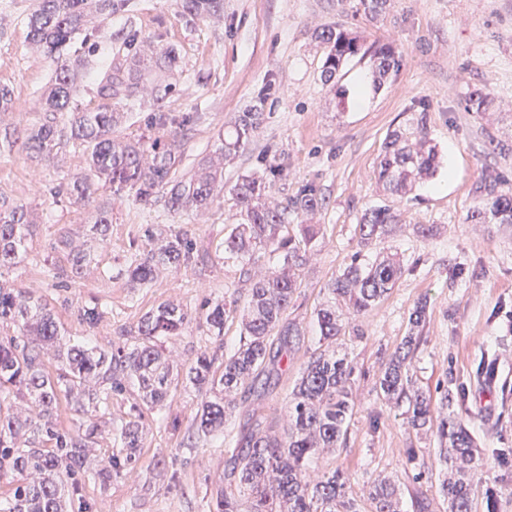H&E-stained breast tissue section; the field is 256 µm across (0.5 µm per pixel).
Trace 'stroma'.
Wrapping results in <instances>:
<instances>
[{"label": "stroma", "instance_id": "35a3bbf8", "mask_svg": "<svg viewBox=\"0 0 512 512\" xmlns=\"http://www.w3.org/2000/svg\"><path fill=\"white\" fill-rule=\"evenodd\" d=\"M33 0H0V85L12 91V110L0 131L24 129L38 111L52 75L51 62L27 40ZM334 24L359 34L365 46L391 45L399 64L381 87L363 86L370 61L348 60L335 84L320 78L322 50L317 26ZM98 58H106L107 32L135 29L157 45L175 46L181 67L163 74L174 92L166 104L189 117L192 132L182 147L180 173L193 170L217 146L218 132L264 98V122L250 145L224 170L225 185L237 177L284 161L286 175L269 181L270 200L282 201L313 184L328 198L318 216L323 237L301 271V286L284 317L303 337L269 368L263 395L239 398L221 434L194 444L193 419L201 395L178 385L168 407L146 413L148 429L136 479L107 485L85 481L82 494L104 512H209L224 478V448L255 425L284 433L288 398L313 349L314 316L356 251L366 259L397 255L402 276L368 314L353 318L339 344L357 365V403L338 448L315 460L322 471L339 470L360 512H371L368 488L378 477L395 481L401 512H448L438 492L443 466L434 436L413 429L403 408L385 405L374 382L409 329L418 303L426 319L412 352L417 386L435 392L448 386L452 411L469 420L476 451L488 468L475 492L474 512H512V467L498 465L512 449V224H473L468 215L485 169L512 179V0H390L385 16L364 14L359 0H224L220 18L179 15L173 0H128L124 10L100 24ZM491 106L475 111L476 92ZM425 113L441 164L437 175L404 197L384 195L376 182L377 158L388 132ZM82 146L69 145L56 165L32 159L21 146L0 149V192L30 207L37 219L32 258L10 272L13 288L46 297L71 338L111 347L112 330L131 326L164 301L187 307L201 298L247 299L238 265L224 261L219 245L231 223V203L220 198L205 213H170L164 197L145 205L133 191L114 194L112 224L99 266L61 289L51 270L63 266L52 244L79 212L52 187L84 174ZM389 205L400 221L381 241L359 245L358 225L366 209ZM436 226L428 239L417 225ZM187 229L205 261L163 272L155 285L132 288L126 270L145 249L148 228ZM107 304L96 329L78 318L84 304ZM136 386L112 398V420L101 425L96 449L108 458L121 447L120 432ZM164 467H155V460Z\"/></svg>", "mask_w": 512, "mask_h": 512}]
</instances>
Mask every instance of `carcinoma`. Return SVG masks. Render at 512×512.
Here are the masks:
<instances>
[{
	"mask_svg": "<svg viewBox=\"0 0 512 512\" xmlns=\"http://www.w3.org/2000/svg\"><path fill=\"white\" fill-rule=\"evenodd\" d=\"M127 0H34L27 18L32 49L51 60L54 77L41 94L42 106L25 130L23 148L47 163L58 159L70 143L83 146L87 173L65 185L68 198L88 206L106 189L129 188L143 204L164 193L167 207L179 214L206 211L224 191V166L230 164L255 137L263 119L262 103L239 116L231 131L218 135L220 146L205 157L189 176H176L179 148L189 138L188 122L177 120L163 100L174 92L170 84L149 81L151 67L173 72L180 57L173 45L136 49L139 34L129 31L116 38L115 58L99 70L96 95L103 103L95 110L74 106L84 91L83 73L96 66L93 46L75 49V43L93 20L110 16ZM181 15L190 18L219 16L224 0H176ZM323 52L321 79L329 84L343 64L362 50L361 40L331 25L315 32ZM375 86L384 84L397 64L395 49L381 46L371 54ZM154 96L156 108L147 118V134L127 139L119 133L126 111L139 96ZM436 146L429 138L426 117L412 119L407 128L387 134L376 167L377 184L391 196L404 197L432 179L438 170ZM283 173L273 163L265 173L244 174L229 190L235 222L224 235V258L251 271L260 258L277 255V270L248 277L244 306L206 298L194 308L164 301L146 312L136 325L113 330L118 342L109 350L66 340L54 306L42 299L14 291L0 283V322L17 327L19 335L0 339V478L14 476L8 493V512H69L79 494L81 478L102 484L112 476H131L137 470L139 448L146 431L145 411L162 407L173 397L172 366L162 340L182 335L195 326L216 337L224 322L239 319L243 337L230 354L214 350L199 354L190 364L185 381L206 389L211 398L195 416L196 435L205 439L224 430L242 390L264 389L267 363L283 356L284 343L300 339L299 327L282 324L305 266L321 230L319 224H298L288 231V215L316 214L327 200L315 186H304L286 203L268 201L267 175ZM479 202L470 213L474 224H512V183L494 170H486L476 188ZM399 215L385 206L367 209L359 225L361 244L388 234ZM82 223L88 237L64 229L54 249L78 278L97 264L92 243L107 242L112 209L98 205L87 210ZM32 211L0 194V271L28 258L27 242L34 234ZM149 247L127 269L133 288L155 282L170 268H188L198 262L196 244L183 228L161 234L148 230ZM402 275L399 261L382 256L370 262L358 251L343 273L327 284L333 300L320 306L316 321L321 344L310 356L288 404V428L278 436L260 426L233 448L224 449V477L234 490L216 492L211 512H357L348 497L346 481L338 470L310 478L307 471L321 452L335 448L347 433L355 406L352 391L355 366L336 351V339L346 334L345 314L370 312L395 287ZM106 308L91 302L78 310L82 324L96 328ZM410 335L380 372L376 388L382 399L398 406L407 403L408 424L415 429H436L439 457L447 465L440 493L448 512H473L475 485L481 480L475 443L470 429L455 416L433 420L430 396L415 387L409 370ZM59 362L52 373L46 361ZM136 381L138 402L121 431L123 452L97 466L93 434L108 414L112 395L126 391ZM65 397L87 418L85 432L61 429L56 420L59 399ZM373 512H400L398 488L389 478L373 482L368 492Z\"/></svg>",
	"mask_w": 512,
	"mask_h": 512,
	"instance_id": "cac0c4a2",
	"label": "carcinoma"
}]
</instances>
